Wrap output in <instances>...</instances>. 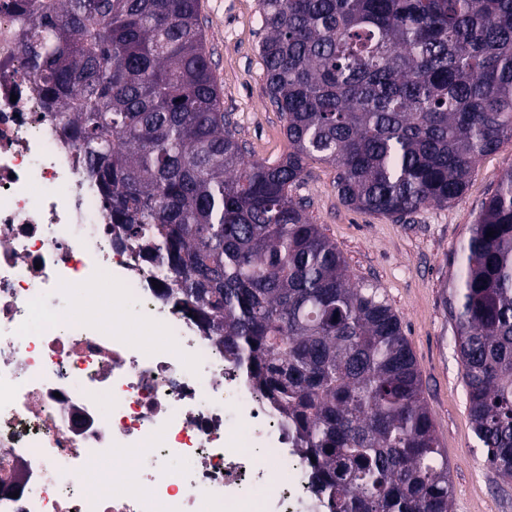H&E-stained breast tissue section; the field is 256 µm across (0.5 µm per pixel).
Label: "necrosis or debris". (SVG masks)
<instances>
[{"instance_id": "obj_1", "label": "necrosis or debris", "mask_w": 512, "mask_h": 512, "mask_svg": "<svg viewBox=\"0 0 512 512\" xmlns=\"http://www.w3.org/2000/svg\"><path fill=\"white\" fill-rule=\"evenodd\" d=\"M80 154L0 77V512H322L274 409L117 245Z\"/></svg>"}]
</instances>
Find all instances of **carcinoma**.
<instances>
[{"label":"carcinoma","instance_id":"obj_1","mask_svg":"<svg viewBox=\"0 0 512 512\" xmlns=\"http://www.w3.org/2000/svg\"><path fill=\"white\" fill-rule=\"evenodd\" d=\"M288 154L247 159L196 0H0L13 54L82 149L112 223L283 417L326 512H451L448 455L402 321L290 188L401 218L464 194L512 138V0H259ZM493 236L486 237L487 232ZM446 306L485 462L512 480V166L458 248Z\"/></svg>","mask_w":512,"mask_h":512}]
</instances>
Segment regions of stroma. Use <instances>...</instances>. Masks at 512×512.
<instances>
[{"instance_id": "obj_1", "label": "stroma", "mask_w": 512, "mask_h": 512, "mask_svg": "<svg viewBox=\"0 0 512 512\" xmlns=\"http://www.w3.org/2000/svg\"><path fill=\"white\" fill-rule=\"evenodd\" d=\"M197 13L224 109L247 158L269 163L284 158L286 120L266 90L258 0H197ZM511 166L512 140L507 139L478 160L462 198L420 208L398 221L347 206L336 189V167L324 162H310L291 191L336 244L353 282L380 288L400 317L424 400L448 455L452 512H512V482L502 481L485 464L473 432L456 330L446 307L454 253L501 173Z\"/></svg>"}]
</instances>
